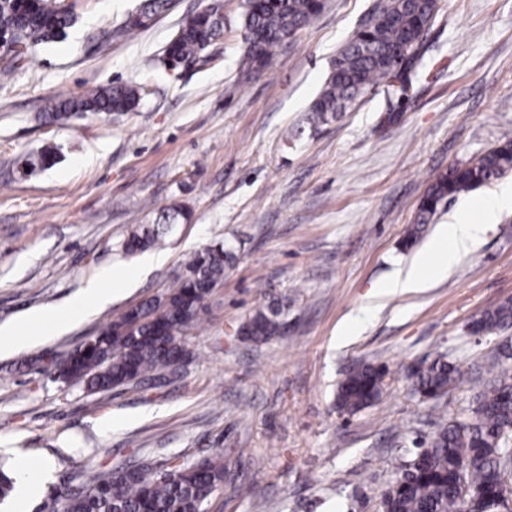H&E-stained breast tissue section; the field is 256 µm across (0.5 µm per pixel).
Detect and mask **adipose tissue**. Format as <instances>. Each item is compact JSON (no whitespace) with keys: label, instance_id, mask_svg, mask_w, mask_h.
<instances>
[{"label":"adipose tissue","instance_id":"1","mask_svg":"<svg viewBox=\"0 0 512 512\" xmlns=\"http://www.w3.org/2000/svg\"><path fill=\"white\" fill-rule=\"evenodd\" d=\"M509 206L512 207V184L504 186L492 199L479 202L481 221L457 217L451 223L440 225L429 251L415 256L404 273L387 283V290L392 293L416 292L426 288L432 279L446 275L460 257L476 248L496 211ZM111 298V289L92 285L70 297L61 307L38 310L28 314L23 324L1 327L0 335L13 336L20 341L30 340V333L23 330L27 324L40 326L49 333L59 332L75 321L93 316L109 304Z\"/></svg>","mask_w":512,"mask_h":512}]
</instances>
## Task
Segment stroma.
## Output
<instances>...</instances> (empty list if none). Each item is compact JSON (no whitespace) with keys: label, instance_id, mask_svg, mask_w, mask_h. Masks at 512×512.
I'll return each mask as SVG.
<instances>
[{"label":"stroma","instance_id":"stroma-1","mask_svg":"<svg viewBox=\"0 0 512 512\" xmlns=\"http://www.w3.org/2000/svg\"><path fill=\"white\" fill-rule=\"evenodd\" d=\"M141 2L73 0L67 37L0 78V324L62 305L105 270L136 280L65 333L0 356V463L47 466L36 499L11 498L0 512H56L58 488L87 470L166 468L214 450L224 453V482L206 512H381L414 440L438 418L466 415L481 366L512 345V328L468 332L512 300V208L429 288L371 294L429 250L439 225L500 187L444 200L418 222L437 176L512 133V0H438L419 48L424 75L396 119L384 120L381 84L317 126L309 104L378 0H325L249 79L239 74L241 0H224L210 62L177 76L144 63L198 0H173L149 28L121 32ZM131 80L145 87L135 111L44 120L55 99ZM47 146L56 164L22 176L24 160ZM174 201L192 219L154 247L165 263L125 254L128 234ZM216 243L233 257L175 375L96 394L58 378L55 361L162 296L188 255ZM273 302L283 334L248 340L243 326ZM441 354L462 377L440 400L421 399L412 373ZM363 362L384 369L382 398L340 413L338 384Z\"/></svg>","mask_w":512,"mask_h":512}]
</instances>
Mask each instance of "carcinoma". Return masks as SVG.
<instances>
[{
  "label": "carcinoma",
  "mask_w": 512,
  "mask_h": 512,
  "mask_svg": "<svg viewBox=\"0 0 512 512\" xmlns=\"http://www.w3.org/2000/svg\"><path fill=\"white\" fill-rule=\"evenodd\" d=\"M169 0H143L127 13L122 31L148 28ZM323 9V0H245L241 15L244 52L240 72L258 74L273 51L308 26ZM437 0H380L367 23L337 52L324 85L310 105V120L324 124L346 111L370 89L382 83L399 101L407 99L412 82L389 50L406 51L404 63L418 52L423 32L431 26ZM75 15L64 0H0V30L24 51L0 60V74L20 67L30 51L42 43L66 36ZM224 35V15L215 0H207L185 16L159 59L172 74L197 63ZM142 86L136 81L99 87L52 102L46 112L55 123H65L88 112L110 115L132 112L140 104ZM58 152L47 148L27 162L35 172L51 165ZM512 171V136L473 160L457 164L438 176L420 205L419 223L425 224L448 197L471 191ZM191 212L180 202L159 210L158 223L180 224ZM162 231L139 227L122 247L135 254L156 246ZM231 252L225 245L208 246L191 255L168 292L128 308L103 327L64 361L60 377L81 383L90 393L106 392L145 377L176 373L186 355L184 335L200 318L199 310L213 285L224 280ZM279 312L259 308L244 334L264 341L281 333ZM512 327V301L484 311L472 320L469 332L490 335ZM490 380L477 394L475 406L460 419L439 421L436 429L409 451L401 473L384 492L382 512H499L501 486L512 458V366L497 361L489 367ZM460 378L455 365L441 356L416 374L414 392L424 400L442 398ZM384 372L361 363L345 374L336 394V407L354 415L382 398ZM224 482V458L216 454L181 466L168 476L148 465L116 467L107 473L88 471L82 482L58 492L62 512H203L208 497Z\"/></svg>",
  "instance_id": "1"
}]
</instances>
